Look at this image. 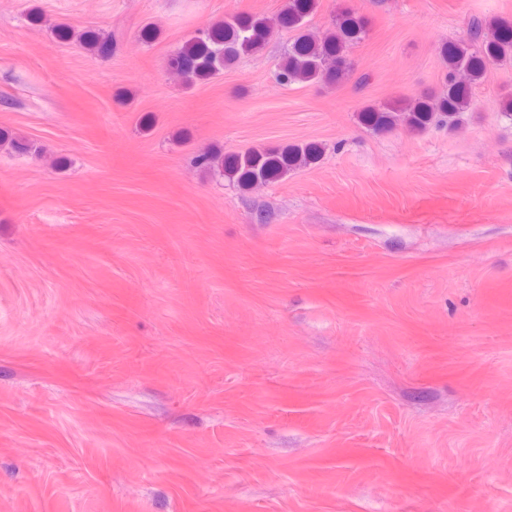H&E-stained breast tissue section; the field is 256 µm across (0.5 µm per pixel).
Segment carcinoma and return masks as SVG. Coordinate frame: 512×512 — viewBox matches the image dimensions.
Wrapping results in <instances>:
<instances>
[{
    "label": "carcinoma",
    "mask_w": 512,
    "mask_h": 512,
    "mask_svg": "<svg viewBox=\"0 0 512 512\" xmlns=\"http://www.w3.org/2000/svg\"><path fill=\"white\" fill-rule=\"evenodd\" d=\"M315 0H288L277 16V25L295 31V38L280 62L281 81L289 84L333 85L350 71L346 57L348 45L367 34L363 17L345 10L336 15L334 30L321 37L309 34L308 17ZM266 17L236 14L185 41L173 66L190 86L197 80L215 76L243 57L259 52L271 29ZM91 52L106 53L110 41L94 31L82 35ZM442 59L447 68L445 85L439 92L422 93L402 105L367 106L359 121L371 130L388 131L404 125L414 131L426 129L437 117L453 119L474 108L472 88L484 77L487 67L512 60V20L494 16L476 18L471 24V39L445 44ZM322 149L317 144L223 155L204 152L197 158L206 169H220L224 176L242 187L258 180L273 183L288 172L317 162Z\"/></svg>",
    "instance_id": "cac0c4a2"
}]
</instances>
